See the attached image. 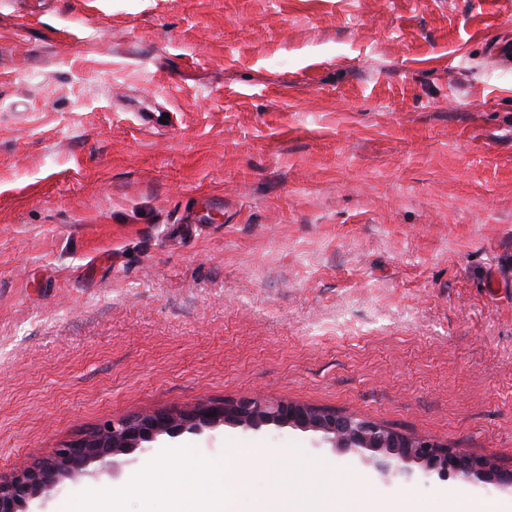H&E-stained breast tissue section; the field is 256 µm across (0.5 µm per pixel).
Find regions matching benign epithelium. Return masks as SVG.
Returning <instances> with one entry per match:
<instances>
[{"instance_id":"benign-epithelium-1","label":"benign epithelium","mask_w":512,"mask_h":512,"mask_svg":"<svg viewBox=\"0 0 512 512\" xmlns=\"http://www.w3.org/2000/svg\"><path fill=\"white\" fill-rule=\"evenodd\" d=\"M221 424L253 431L273 424L319 432L334 448L373 452L368 461L384 478L409 482L419 473L445 481L463 475L512 489V470L499 468L489 456L464 454L429 437L407 435L334 409L243 399L208 403L186 412H153L108 421L52 456L0 479V512H24L32 499L61 479L93 462H105L116 451L129 453L160 435L173 437Z\"/></svg>"}]
</instances>
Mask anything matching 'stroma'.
Wrapping results in <instances>:
<instances>
[{
    "label": "stroma",
    "instance_id": "obj_1",
    "mask_svg": "<svg viewBox=\"0 0 512 512\" xmlns=\"http://www.w3.org/2000/svg\"><path fill=\"white\" fill-rule=\"evenodd\" d=\"M20 2L0 0L1 477L112 418L246 398L512 469V0ZM184 445L263 492L324 460L357 512H512L274 425L158 436L29 512Z\"/></svg>",
    "mask_w": 512,
    "mask_h": 512
}]
</instances>
